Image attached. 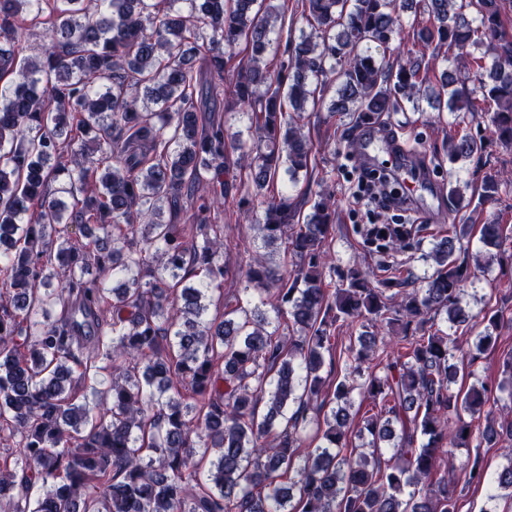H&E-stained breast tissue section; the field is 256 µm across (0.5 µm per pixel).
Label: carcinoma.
Listing matches in <instances>:
<instances>
[{"label":"carcinoma","instance_id":"obj_1","mask_svg":"<svg viewBox=\"0 0 512 512\" xmlns=\"http://www.w3.org/2000/svg\"><path fill=\"white\" fill-rule=\"evenodd\" d=\"M505 2L427 0L418 36L471 58L473 92L495 105L490 134L512 148ZM401 7L296 0L307 28L286 30L268 64L285 25L273 0H0V429L20 436L14 468H0L10 512H458L452 449L480 447L477 417L497 440L495 407L512 405L511 352L496 383L471 370L501 315H483L465 348L463 296L512 261V239L481 225L471 265L457 235L424 251L428 224H361L377 260L342 264L332 195L301 222L288 194L265 193L308 171L301 112L330 91L329 111L357 123L421 112L423 99L458 125L476 116L452 72L426 98L420 63L386 60ZM45 13L52 49L30 57L25 16ZM229 112L250 113V141L229 133ZM484 145L450 136L448 159L463 167ZM232 166L254 186L237 212L259 213L264 247L285 245L291 261L237 245L243 288L229 296ZM501 182L485 175L482 196ZM409 252L433 273L419 281L393 261ZM256 294L273 315L251 307ZM345 327L357 334L339 348ZM327 356L343 367L334 383ZM461 375L471 384L451 392ZM357 397L370 409L356 422ZM505 458L494 473L478 455L464 464L491 501L512 489Z\"/></svg>","mask_w":512,"mask_h":512}]
</instances>
